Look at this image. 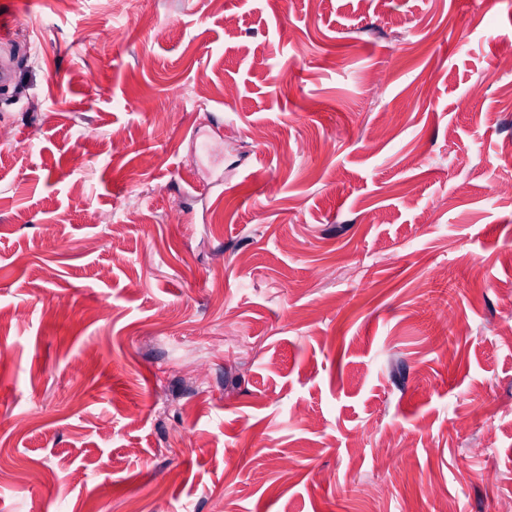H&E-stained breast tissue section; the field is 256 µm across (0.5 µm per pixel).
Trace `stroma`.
I'll list each match as a JSON object with an SVG mask.
<instances>
[{
    "label": "stroma",
    "instance_id": "stroma-1",
    "mask_svg": "<svg viewBox=\"0 0 512 512\" xmlns=\"http://www.w3.org/2000/svg\"><path fill=\"white\" fill-rule=\"evenodd\" d=\"M67 3L0 0V512H500L512 0Z\"/></svg>",
    "mask_w": 512,
    "mask_h": 512
}]
</instances>
